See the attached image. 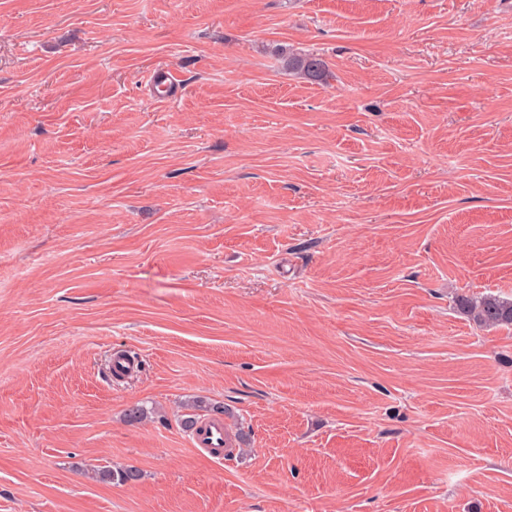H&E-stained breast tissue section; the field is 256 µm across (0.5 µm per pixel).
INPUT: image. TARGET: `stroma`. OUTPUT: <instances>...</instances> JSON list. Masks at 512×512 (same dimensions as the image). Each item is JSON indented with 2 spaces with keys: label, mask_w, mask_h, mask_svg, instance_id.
<instances>
[{
  "label": "stroma",
  "mask_w": 512,
  "mask_h": 512,
  "mask_svg": "<svg viewBox=\"0 0 512 512\" xmlns=\"http://www.w3.org/2000/svg\"><path fill=\"white\" fill-rule=\"evenodd\" d=\"M490 294L512 0H0V512H512ZM288 67L299 72L305 78L321 81L325 76L323 60L313 54L293 53L288 56ZM461 306L479 326H512V299L486 295L476 300L462 299ZM196 448H203L215 460H224V423H208L192 434Z\"/></svg>",
  "instance_id": "1"
}]
</instances>
